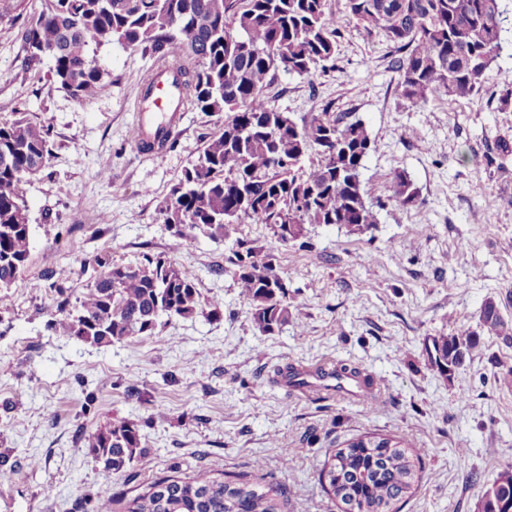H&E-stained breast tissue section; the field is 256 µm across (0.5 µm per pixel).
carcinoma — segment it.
<instances>
[{
  "label": "carcinoma",
  "mask_w": 512,
  "mask_h": 512,
  "mask_svg": "<svg viewBox=\"0 0 512 512\" xmlns=\"http://www.w3.org/2000/svg\"><path fill=\"white\" fill-rule=\"evenodd\" d=\"M374 30L394 47L400 97L419 103L441 91L450 97L479 91L501 45L500 0H346L345 14L327 11V0H40L21 29L25 51L38 57L54 46L50 81L78 102L95 98L105 72L97 49L114 41L149 53L176 68L186 104L224 114V130L187 167L162 207L181 239H224L243 222L265 224L280 244L304 236L307 224H345L352 232L379 223L361 185V170L374 141L365 123L325 108L297 125L275 109L267 88L281 71L299 76L336 60L343 24ZM312 150L320 159L308 166ZM50 129L26 112L0 122V304L24 270L31 246L29 206L22 191L28 177L47 168ZM390 200L416 204L418 191L403 170L394 173ZM226 269L250 306L263 334L291 318L287 284L272 259L258 258L237 243ZM93 285L70 306L58 302L50 326L97 346L150 336L161 317L188 319L202 307L195 283L172 262L145 258L136 265L97 260ZM480 325L511 336L495 302L485 301ZM479 345L477 333L435 336L426 353L444 376L462 366ZM95 460L120 476L143 453L138 425L115 419L89 438ZM420 456L402 442L359 435L324 461L321 478L357 512H373L404 499L418 478ZM181 491L177 512H281L278 492L200 469L166 476L126 504V512H168L155 489ZM482 512H512V465L505 466L482 496Z\"/></svg>",
  "instance_id": "obj_1"
}]
</instances>
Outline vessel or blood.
I'll return each instance as SVG.
<instances>
[{"mask_svg":"<svg viewBox=\"0 0 512 512\" xmlns=\"http://www.w3.org/2000/svg\"><path fill=\"white\" fill-rule=\"evenodd\" d=\"M173 71V66H166L139 86L140 93L133 105L136 117L131 142L142 157L150 159L165 154L179 126L185 102L181 87L172 79ZM289 384L302 391L319 392L334 388L336 378L303 366L293 370Z\"/></svg>","mask_w":512,"mask_h":512,"instance_id":"1","label":"vessel or blood"}]
</instances>
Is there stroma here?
Masks as SVG:
<instances>
[{
  "label": "stroma",
  "instance_id": "1",
  "mask_svg": "<svg viewBox=\"0 0 512 512\" xmlns=\"http://www.w3.org/2000/svg\"><path fill=\"white\" fill-rule=\"evenodd\" d=\"M502 7L499 55L471 96L402 99L392 44L353 23L341 29L334 65L278 75L267 95L296 123L326 107L366 123L375 147L362 188L380 208L364 232L310 224L303 242L285 245L262 224L218 240L180 239L165 224V200L224 117L187 108L170 151L139 156L128 131L149 54L98 49L104 86L79 103L47 81L49 60L25 67L21 21L0 18V71L14 76L0 83V122L30 113L53 141L48 168L24 186L30 258L0 306V512H98L105 496L125 512L158 477L200 468L277 488L283 512H344L319 468L326 452L368 433L421 452V480L400 512H480L512 461V339L480 329L489 298L512 323V155L494 149L512 142V109L498 104L512 82V0ZM398 170L420 192L415 207L387 201ZM239 239L272 255L288 283L292 318L279 331L257 330L224 271ZM147 255L176 263L202 302L223 301L222 315L165 320L153 335L109 346L50 328L61 295L94 283L98 259L135 265ZM463 329L478 332L479 345L443 376L425 347ZM339 361L380 379V397H309L278 383L285 366ZM115 418L139 424L146 453L110 477L88 438Z\"/></svg>",
  "mask_w": 512,
  "mask_h": 512
}]
</instances>
